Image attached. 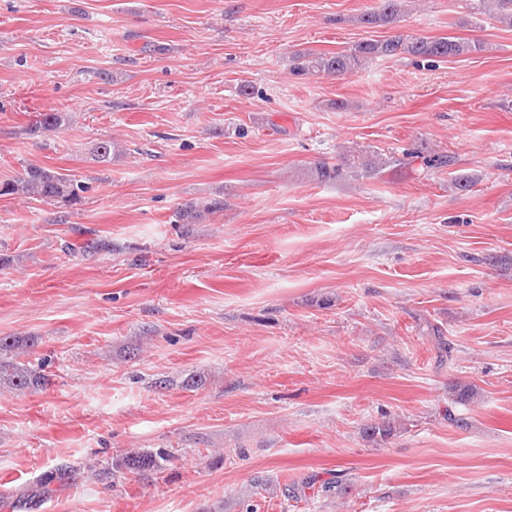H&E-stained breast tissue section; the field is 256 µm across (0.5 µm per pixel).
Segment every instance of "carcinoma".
Instances as JSON below:
<instances>
[{
	"instance_id": "carcinoma-1",
	"label": "carcinoma",
	"mask_w": 512,
	"mask_h": 512,
	"mask_svg": "<svg viewBox=\"0 0 512 512\" xmlns=\"http://www.w3.org/2000/svg\"><path fill=\"white\" fill-rule=\"evenodd\" d=\"M404 0H378L372 10L357 17L366 27L393 25L400 22ZM486 50L479 42L463 41L457 37L427 38L421 36L394 34L387 39L363 40L351 48L335 53H297L293 57V71L303 75L334 74L336 76L357 71L363 64L383 58L414 57L429 60L453 59ZM69 123L66 112H44L40 114L27 133L59 130ZM393 163L390 158L366 154H349L344 157V167L319 162L310 169L313 178L323 181L337 179L348 173L352 177L373 176L382 168ZM79 186L70 175L52 171L40 166H30L16 180L0 184V196H18L46 202L72 204L79 200ZM222 208L219 200L206 203L188 201L178 211L179 223L199 224L204 217ZM26 340L16 338L0 339V384L19 391L42 390L48 384L43 366H33L20 360V350ZM11 357H3L1 353ZM122 466L131 474L156 469L160 464L156 456L134 452L123 459Z\"/></svg>"
}]
</instances>
